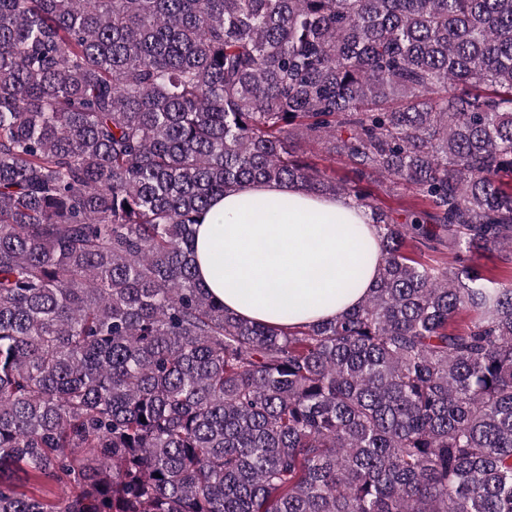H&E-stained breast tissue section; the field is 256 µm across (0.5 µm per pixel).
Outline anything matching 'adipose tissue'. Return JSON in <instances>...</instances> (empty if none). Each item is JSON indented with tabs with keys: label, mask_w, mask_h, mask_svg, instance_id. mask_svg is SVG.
<instances>
[{
	"label": "adipose tissue",
	"mask_w": 512,
	"mask_h": 512,
	"mask_svg": "<svg viewBox=\"0 0 512 512\" xmlns=\"http://www.w3.org/2000/svg\"><path fill=\"white\" fill-rule=\"evenodd\" d=\"M199 281L240 318L275 327L331 320L361 304L380 268L364 209L295 183H245L196 226Z\"/></svg>",
	"instance_id": "obj_1"
}]
</instances>
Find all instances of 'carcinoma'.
<instances>
[{"label":"carcinoma","instance_id":"cac0c4a2","mask_svg":"<svg viewBox=\"0 0 512 512\" xmlns=\"http://www.w3.org/2000/svg\"><path fill=\"white\" fill-rule=\"evenodd\" d=\"M258 181L370 210L362 304L282 330L201 286L194 225ZM485 252L512 0H0V512H512ZM303 149L320 167L335 171L336 178L342 179L351 175V164L348 160L330 156L319 145H309Z\"/></svg>","mask_w":512,"mask_h":512}]
</instances>
